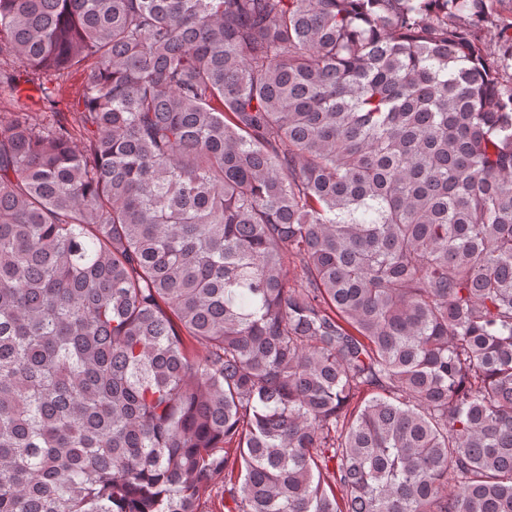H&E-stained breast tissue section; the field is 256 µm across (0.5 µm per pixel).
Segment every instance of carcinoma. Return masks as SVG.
Segmentation results:
<instances>
[{
    "label": "carcinoma",
    "instance_id": "carcinoma-1",
    "mask_svg": "<svg viewBox=\"0 0 512 512\" xmlns=\"http://www.w3.org/2000/svg\"><path fill=\"white\" fill-rule=\"evenodd\" d=\"M502 2L0 0V512H512ZM499 22L489 24L481 33L480 38L488 52H496L500 44V29L504 23L512 22L511 3L506 0L501 8ZM224 486L227 489L231 484L222 473L200 490L201 512H224Z\"/></svg>",
    "mask_w": 512,
    "mask_h": 512
}]
</instances>
